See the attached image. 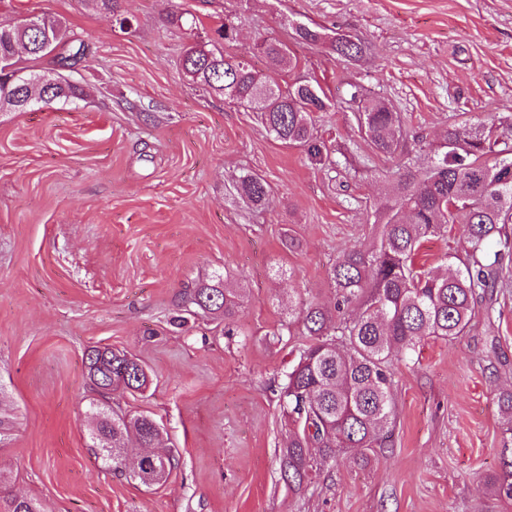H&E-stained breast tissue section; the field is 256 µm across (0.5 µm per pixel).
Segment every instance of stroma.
Instances as JSON below:
<instances>
[{"mask_svg":"<svg viewBox=\"0 0 512 512\" xmlns=\"http://www.w3.org/2000/svg\"><path fill=\"white\" fill-rule=\"evenodd\" d=\"M123 30L87 0H0V21L61 19L88 46L68 71L84 98L0 111V503L41 512H502L486 482L512 423V287L448 342L428 338L395 363L389 447L328 462L302 490L280 474L287 430L279 384L301 334L280 335L288 302L325 300L329 271L373 242V213L393 158L376 155L349 110V90L389 101L410 133L440 145L449 122L512 135V0H120ZM208 29L235 17L245 54L287 41L293 70L336 107L319 136L325 170L268 136L253 112L209 94L179 66L173 9ZM365 43L358 61L296 39V25ZM261 175L267 203L236 191ZM465 228L420 243L437 271L462 252ZM244 291L233 335L189 294L214 275ZM93 346L133 355L153 383L104 401L84 364ZM112 406L161 427L179 464L151 488L113 472L91 441L92 413Z\"/></svg>","mask_w":512,"mask_h":512,"instance_id":"35a3bbf8","label":"stroma"}]
</instances>
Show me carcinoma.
Segmentation results:
<instances>
[{
	"instance_id": "1",
	"label": "carcinoma",
	"mask_w": 512,
	"mask_h": 512,
	"mask_svg": "<svg viewBox=\"0 0 512 512\" xmlns=\"http://www.w3.org/2000/svg\"><path fill=\"white\" fill-rule=\"evenodd\" d=\"M89 2L112 13L120 28L132 26L131 18L117 13L118 0ZM169 24L186 35L180 65L190 81L256 113L280 144L303 149L328 169L336 167L332 151L315 131L316 114L335 107L317 80L271 85L245 56L224 54V47L237 40L234 19H224L204 38L196 33L197 17L189 11L172 13ZM330 49L351 61L362 55L364 45L333 36ZM21 50L33 60L52 53L58 66H72L87 55L85 41L52 15L34 13L19 23H0V110L83 96L84 89L59 72L45 79L27 72L17 59ZM252 52L272 68L296 66L288 45L278 39H264ZM351 100L358 103L355 118L362 137L375 153L401 156L408 141L424 144L423 137L408 136L400 113L387 103L367 101L357 90ZM236 190L257 206L269 193L267 182L257 174L242 176ZM385 196L375 215L373 247L348 249L336 259L330 273L332 298L298 310L288 306V330L298 324L312 337L291 361L280 387L279 402L288 419L281 470L290 487L303 486L321 465L339 455L388 445L391 436L385 430L395 414L394 359L410 357L425 338L453 341L465 335L479 308L490 312L489 292L512 278V268L505 265L512 257V142L493 128L448 125L430 165L419 172L397 173ZM450 224L465 227L466 259L457 265L455 256L447 254V271L433 275L416 265V251L422 239L446 234ZM191 303L224 320V334L229 336L242 293L218 276L194 288ZM85 367L97 388L143 392L150 386V376L136 358L109 347L89 349ZM94 434L115 472L122 471L131 437L156 453L131 473L146 487L163 482L178 465L161 428L147 415L105 414ZM490 484L496 499L512 507V454L502 457L501 471ZM0 512L38 509L28 498L14 497Z\"/></svg>"
}]
</instances>
